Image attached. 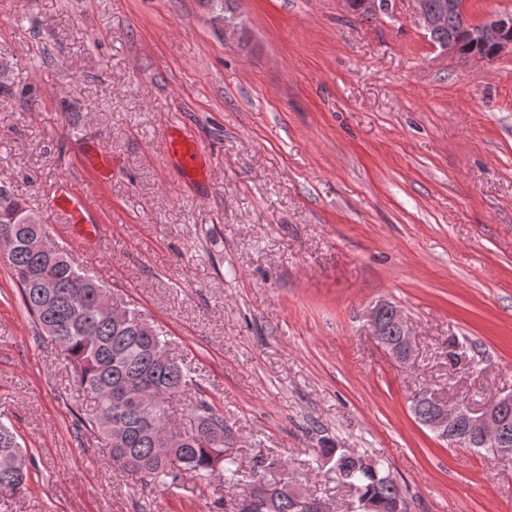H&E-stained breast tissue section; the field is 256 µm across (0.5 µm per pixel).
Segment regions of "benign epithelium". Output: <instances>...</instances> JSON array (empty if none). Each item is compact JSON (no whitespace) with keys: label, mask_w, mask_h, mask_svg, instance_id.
Segmentation results:
<instances>
[{"label":"benign epithelium","mask_w":512,"mask_h":512,"mask_svg":"<svg viewBox=\"0 0 512 512\" xmlns=\"http://www.w3.org/2000/svg\"><path fill=\"white\" fill-rule=\"evenodd\" d=\"M348 11H359L377 14L385 8L381 0H342ZM475 35L482 41L496 45V56L512 55V14L503 13L494 16L489 22L481 25H471ZM393 322L399 328L400 339L396 343H382L387 353L401 364L408 363L414 354V338L403 309L392 306ZM431 412L422 419V425L432 431L442 440L454 435L460 426H466L473 431L484 444L503 446L501 435L512 425V395L494 400L483 410L476 411L468 403L462 401L450 404L436 397H431ZM278 496L290 498L298 512H331L332 507L327 503L315 501L308 493L296 486H283L267 489L265 499L249 502L250 509L261 512L271 503V498Z\"/></svg>","instance_id":"obj_1"}]
</instances>
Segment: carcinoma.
Masks as SVG:
<instances>
[{
	"label": "carcinoma",
	"mask_w": 512,
	"mask_h": 512,
	"mask_svg": "<svg viewBox=\"0 0 512 512\" xmlns=\"http://www.w3.org/2000/svg\"><path fill=\"white\" fill-rule=\"evenodd\" d=\"M454 15L428 33L432 44L455 38L460 57L476 60L491 47L476 43ZM29 214L24 201L0 186V234L11 231L6 260L20 291L22 303L35 326L36 339L56 342L71 369L74 384L89 407L71 410L76 429L110 446L120 469L139 476L144 488L154 491L192 474L203 484L217 477L234 489L244 482L236 459L224 448V415L208 402L191 404L196 427L162 453L161 439L173 433L166 406L192 381L190 371L170 355L163 332L129 309L118 324L112 308H103L99 293L106 291L95 276L80 268L65 251L47 245L44 224H24ZM50 281L54 288H43ZM334 457L336 476L353 492L352 504H372V512H386L402 497L383 465L366 472L341 448L320 449L319 458ZM30 468L25 463L16 433L0 424V494L26 489Z\"/></svg>",
	"instance_id": "obj_1"
}]
</instances>
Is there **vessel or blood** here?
I'll return each mask as SVG.
<instances>
[{
  "label": "vessel or blood",
  "instance_id": "b4317fda",
  "mask_svg": "<svg viewBox=\"0 0 512 512\" xmlns=\"http://www.w3.org/2000/svg\"><path fill=\"white\" fill-rule=\"evenodd\" d=\"M160 151L165 158L176 161L188 184L206 179V163L193 138L176 130L169 131ZM81 162L85 170L102 181L111 168L112 157L103 149L91 146L84 151ZM46 201L54 218L70 228L69 234L57 239L58 248L69 251L78 244L98 243L105 237L104 213L93 191L65 178L50 186Z\"/></svg>",
  "mask_w": 512,
  "mask_h": 512
}]
</instances>
